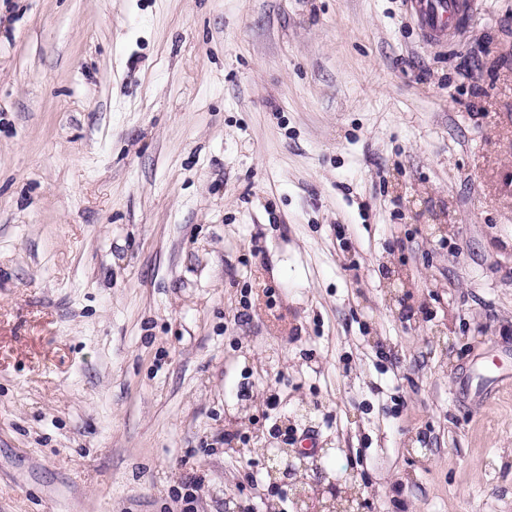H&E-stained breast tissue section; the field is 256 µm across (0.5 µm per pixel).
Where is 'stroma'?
<instances>
[{"label": "stroma", "instance_id": "35a3bbf8", "mask_svg": "<svg viewBox=\"0 0 512 512\" xmlns=\"http://www.w3.org/2000/svg\"><path fill=\"white\" fill-rule=\"evenodd\" d=\"M310 436L512 512V0H0V512H296ZM428 44L447 43L468 16L472 0H404ZM266 458L268 464V474L276 480L277 475L282 476L283 481L295 474V459H301L302 455L296 448H266Z\"/></svg>", "mask_w": 512, "mask_h": 512}]
</instances>
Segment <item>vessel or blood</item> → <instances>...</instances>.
Masks as SVG:
<instances>
[{
    "label": "vessel or blood",
    "instance_id": "1",
    "mask_svg": "<svg viewBox=\"0 0 512 512\" xmlns=\"http://www.w3.org/2000/svg\"><path fill=\"white\" fill-rule=\"evenodd\" d=\"M429 44H443L462 26L473 0H405Z\"/></svg>",
    "mask_w": 512,
    "mask_h": 512
}]
</instances>
